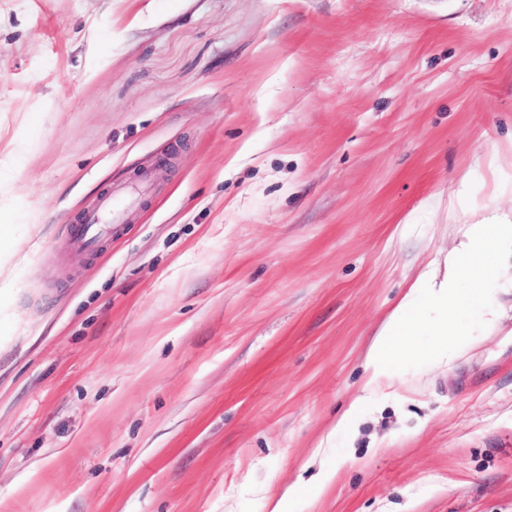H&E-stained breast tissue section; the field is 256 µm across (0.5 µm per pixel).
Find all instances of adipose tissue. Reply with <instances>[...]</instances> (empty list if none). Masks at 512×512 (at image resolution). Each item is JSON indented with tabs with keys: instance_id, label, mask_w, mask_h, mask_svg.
Segmentation results:
<instances>
[{
	"instance_id": "adipose-tissue-1",
	"label": "adipose tissue",
	"mask_w": 512,
	"mask_h": 512,
	"mask_svg": "<svg viewBox=\"0 0 512 512\" xmlns=\"http://www.w3.org/2000/svg\"><path fill=\"white\" fill-rule=\"evenodd\" d=\"M512 293V219H493L470 225L445 274L422 273L377 334L365 360L364 394L336 422L339 431L353 428L366 404L385 389L404 382L405 358L451 365L471 347L481 328L495 323L501 297ZM471 320H456L459 306ZM426 336L428 347L415 339Z\"/></svg>"
}]
</instances>
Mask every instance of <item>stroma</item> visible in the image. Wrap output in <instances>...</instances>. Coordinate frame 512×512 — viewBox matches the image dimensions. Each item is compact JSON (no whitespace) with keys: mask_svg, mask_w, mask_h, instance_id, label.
<instances>
[{"mask_svg":"<svg viewBox=\"0 0 512 512\" xmlns=\"http://www.w3.org/2000/svg\"><path fill=\"white\" fill-rule=\"evenodd\" d=\"M511 214L512 0H0V512H512L511 294L335 429ZM142 184L128 186L123 191L105 190L87 207L79 218L73 233V244L91 253H97L103 240L112 235V227L122 224L125 213L145 194ZM463 279L473 284L465 299L460 288ZM509 292L512 294V218L470 224L452 267L442 277L434 270L422 273L377 334L365 360V394L341 414L336 430H351L366 404L383 389L404 383L405 358L450 366L473 345V336H479L481 328L499 319L501 296ZM462 302L470 313L469 323L456 320ZM417 336H429L430 345L419 347ZM455 336L464 337L457 340Z\"/></svg>","mask_w":512,"mask_h":512,"instance_id":"35a3bbf8","label":"stroma"}]
</instances>
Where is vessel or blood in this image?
Returning <instances> with one entry per match:
<instances>
[{"label": "vessel or blood", "instance_id": "b4317fda", "mask_svg": "<svg viewBox=\"0 0 512 512\" xmlns=\"http://www.w3.org/2000/svg\"><path fill=\"white\" fill-rule=\"evenodd\" d=\"M145 192L141 184L118 192L105 190L82 212L73 233L74 245L88 253H97L104 239L111 236L113 225L123 223L127 210L134 207Z\"/></svg>", "mask_w": 512, "mask_h": 512}]
</instances>
